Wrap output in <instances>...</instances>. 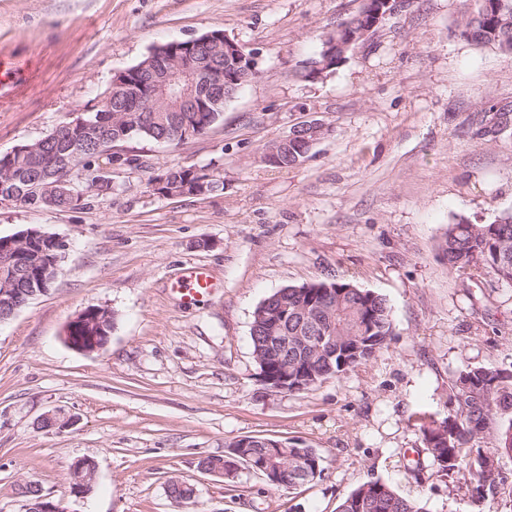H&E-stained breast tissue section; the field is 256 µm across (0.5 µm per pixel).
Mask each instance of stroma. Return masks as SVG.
<instances>
[{"mask_svg":"<svg viewBox=\"0 0 512 512\" xmlns=\"http://www.w3.org/2000/svg\"><path fill=\"white\" fill-rule=\"evenodd\" d=\"M361 0H0V153L44 138L100 100L113 75L156 45L221 30L260 72L205 135L136 140L111 191L80 209L0 205V236L39 226L68 250L48 292L0 324V512L34 481L68 512H334L381 480L424 512H512V481L483 500L468 474L443 476L423 448L422 417L442 420L455 375L512 369V282L442 260L449 224L512 213V58L459 35L465 0H405L368 42L305 78L323 36ZM324 124L288 168L266 146L305 121ZM219 175L222 191L164 197L167 167ZM205 267L216 292L181 305L171 282ZM350 281L386 299L394 329L362 365L300 392L267 388L252 355L256 306L288 286ZM90 306L115 315L109 343L85 353L65 329ZM73 423L40 429L44 413ZM244 436L316 448L322 480L273 488L248 469L201 472ZM97 463L92 494L70 468ZM422 464L423 478L411 469ZM194 484L178 508L169 479Z\"/></svg>","mask_w":512,"mask_h":512,"instance_id":"1","label":"stroma"}]
</instances>
